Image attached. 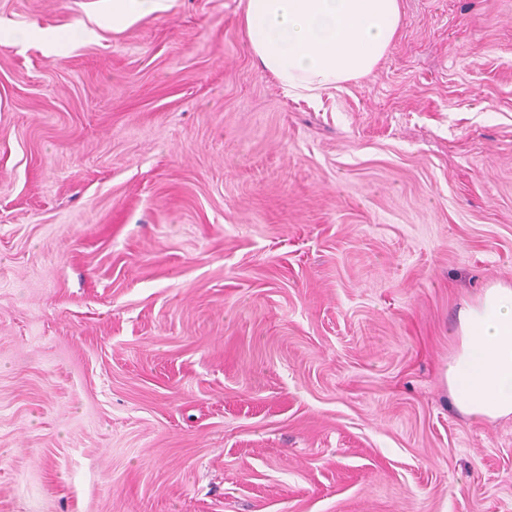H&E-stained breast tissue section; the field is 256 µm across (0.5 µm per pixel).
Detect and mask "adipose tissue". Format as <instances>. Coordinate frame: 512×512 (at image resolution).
Returning a JSON list of instances; mask_svg holds the SVG:
<instances>
[{"mask_svg": "<svg viewBox=\"0 0 512 512\" xmlns=\"http://www.w3.org/2000/svg\"><path fill=\"white\" fill-rule=\"evenodd\" d=\"M242 24L257 63L294 93L370 75L401 24L400 0H245ZM458 346L444 371L457 410L512 416V285H488L458 312Z\"/></svg>", "mask_w": 512, "mask_h": 512, "instance_id": "1", "label": "adipose tissue"}]
</instances>
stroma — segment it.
<instances>
[{
    "instance_id": "35a3bbf8",
    "label": "stroma",
    "mask_w": 512,
    "mask_h": 512,
    "mask_svg": "<svg viewBox=\"0 0 512 512\" xmlns=\"http://www.w3.org/2000/svg\"><path fill=\"white\" fill-rule=\"evenodd\" d=\"M400 4L309 99L241 0H0V512H512L442 380L512 283V0ZM158 1L160 0H113V29L122 27L136 16L151 13Z\"/></svg>"
}]
</instances>
